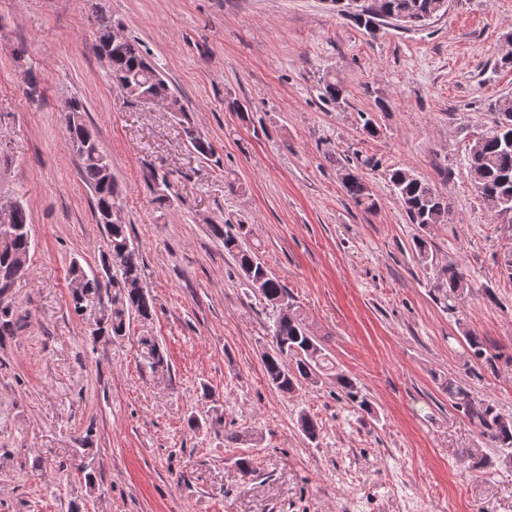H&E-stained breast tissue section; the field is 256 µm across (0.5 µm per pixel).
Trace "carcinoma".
Wrapping results in <instances>:
<instances>
[{
    "label": "carcinoma",
    "mask_w": 512,
    "mask_h": 512,
    "mask_svg": "<svg viewBox=\"0 0 512 512\" xmlns=\"http://www.w3.org/2000/svg\"><path fill=\"white\" fill-rule=\"evenodd\" d=\"M448 8V0H364L363 11L353 21L365 30L371 24L381 22L391 14L405 18V25L421 27ZM96 49L108 57L112 80L118 84L133 82L159 95L172 93L167 81L149 59V54L139 42L125 37L113 39V27L101 24ZM323 97L333 103L345 97V87L334 75L327 74L322 80ZM84 107L77 100L65 103V123L73 150L81 161V174L94 193V216L96 223L103 224L105 211L116 204L120 189L101 162V151L96 136L84 124ZM493 114L492 122L485 126V138L478 149H471L467 165L472 182L483 201L494 216L512 211V127L501 128L502 116L498 102L488 104ZM185 136L199 155L214 156V146L190 123H184ZM390 182L404 208L410 223L425 232L449 220L450 205L430 182L420 179L404 169H395ZM340 183L348 199L358 208L372 212L378 201L367 184L349 168L342 169ZM28 215L21 205L16 206L6 222H0V337L12 336L20 325L12 299L2 293L13 287L18 277L22 257L30 253L31 237L28 236ZM107 250L101 264L112 265V276L100 281L90 275L79 263L70 266L71 281H82V287L70 294L74 312L94 326L92 333H99L107 340L119 341L127 334L131 319L143 321L152 319L155 313L153 296L143 282V266L139 252L131 240L128 225L104 224ZM214 233L224 237L226 249L236 262L243 282L254 295L265 304L268 331L273 349L263 355V368L267 381L283 394H293L307 384L318 382L324 376L336 380L339 391L360 410L371 413V404L356 383L347 375L335 371V366L325 349L312 336L300 313L289 303L288 288L272 276L258 256L246 244L214 225ZM435 291L441 295L444 307L453 313L458 305L470 294V285L456 266H448L443 276L437 278ZM469 356L494 366L498 355L490 353V346L484 337L472 332L464 336ZM141 359L144 367L151 372L169 370L164 350L152 336L140 339ZM448 391V399L454 407L485 428L488 437L500 455L498 461L512 465V416L498 412L495 406L475 402L468 388L455 381L442 383ZM302 434L313 442L319 438V424L314 417L302 410L298 416ZM188 427L196 432L203 428H224V415L217 412L201 420L191 415Z\"/></svg>",
    "instance_id": "obj_1"
}]
</instances>
